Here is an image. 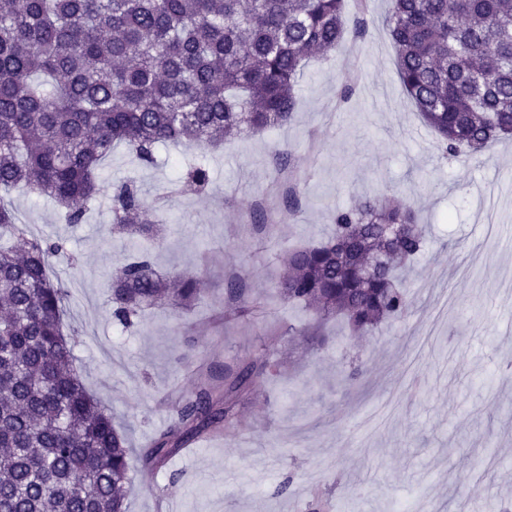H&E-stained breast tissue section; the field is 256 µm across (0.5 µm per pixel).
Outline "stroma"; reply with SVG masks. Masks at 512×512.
Returning <instances> with one entry per match:
<instances>
[{
    "instance_id": "35a3bbf8",
    "label": "stroma",
    "mask_w": 512,
    "mask_h": 512,
    "mask_svg": "<svg viewBox=\"0 0 512 512\" xmlns=\"http://www.w3.org/2000/svg\"><path fill=\"white\" fill-rule=\"evenodd\" d=\"M389 7L348 4L347 28L365 20V37L307 65L287 124L202 155L204 193L179 192L191 157L182 146L158 147L149 167L114 148L78 226L44 197L13 192L22 227L66 239L78 260L53 268L69 291L64 332L83 383L128 436V512H310L321 495L327 512L512 505V375L501 370L512 360V194L499 189L512 175V139L472 160L442 157L398 81ZM276 144L287 156H274ZM130 179L162 228L155 269L202 273L207 292L191 310L155 306L124 324L109 278L140 241L113 233L112 194ZM392 192L415 203L429 237L406 273L408 313L356 341L329 324L337 341L312 352L295 334L313 327L311 315L274 289L281 259L327 237L336 208ZM235 271L263 314L240 315L228 300ZM261 357L278 370L239 403L234 434L203 435L164 466L143 465L171 425V390L194 391L199 370ZM355 362L363 373L351 384Z\"/></svg>"
}]
</instances>
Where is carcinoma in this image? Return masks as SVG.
Here are the masks:
<instances>
[{
	"instance_id": "carcinoma-1",
	"label": "carcinoma",
	"mask_w": 512,
	"mask_h": 512,
	"mask_svg": "<svg viewBox=\"0 0 512 512\" xmlns=\"http://www.w3.org/2000/svg\"><path fill=\"white\" fill-rule=\"evenodd\" d=\"M399 83L445 157L512 137V0H391ZM346 0H0V192L26 189L82 224L98 171L116 145L143 166L155 149L288 123L305 65L347 35ZM197 191L210 182L188 170ZM135 182L117 186L113 223L152 241ZM0 203V512H127V436L72 368L63 333L66 285L50 259L66 242L35 237ZM325 240L288 252L280 299L349 334L371 336L409 306L399 271L427 250L413 205L377 197L336 210ZM229 296L250 313L243 278ZM201 274L169 280L151 252L112 282V314L128 321L166 301L186 308ZM276 365L254 360L204 381L143 455L160 467L186 443L223 430Z\"/></svg>"
}]
</instances>
